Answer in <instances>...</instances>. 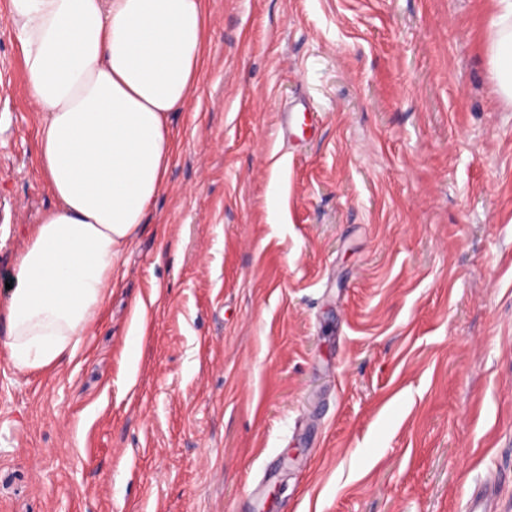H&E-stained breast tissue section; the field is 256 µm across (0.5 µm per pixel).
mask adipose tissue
<instances>
[{
    "label": "adipose tissue",
    "mask_w": 512,
    "mask_h": 512,
    "mask_svg": "<svg viewBox=\"0 0 512 512\" xmlns=\"http://www.w3.org/2000/svg\"><path fill=\"white\" fill-rule=\"evenodd\" d=\"M41 114L40 172L58 201L18 258L8 291L9 365L74 358L124 254L165 185L168 115L199 81L207 0H10ZM500 97L512 103V0L484 36Z\"/></svg>",
    "instance_id": "adipose-tissue-1"
}]
</instances>
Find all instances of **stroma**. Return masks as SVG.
Returning <instances> with one entry per match:
<instances>
[{
  "label": "stroma",
  "mask_w": 512,
  "mask_h": 512,
  "mask_svg": "<svg viewBox=\"0 0 512 512\" xmlns=\"http://www.w3.org/2000/svg\"><path fill=\"white\" fill-rule=\"evenodd\" d=\"M207 10L166 187L78 357L0 362V512H465L492 477L512 512L493 0ZM1 81L0 306L55 205L9 0Z\"/></svg>",
  "instance_id": "stroma-1"
}]
</instances>
